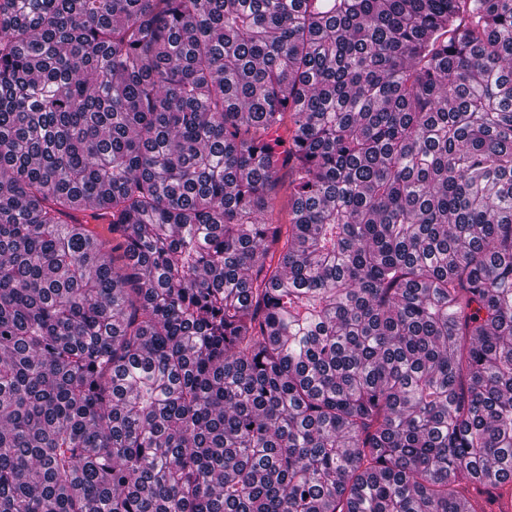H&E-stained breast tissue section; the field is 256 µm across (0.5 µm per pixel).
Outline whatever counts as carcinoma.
<instances>
[{"label":"carcinoma","mask_w":512,"mask_h":512,"mask_svg":"<svg viewBox=\"0 0 512 512\" xmlns=\"http://www.w3.org/2000/svg\"><path fill=\"white\" fill-rule=\"evenodd\" d=\"M511 478L512 0H0V512Z\"/></svg>","instance_id":"1"}]
</instances>
